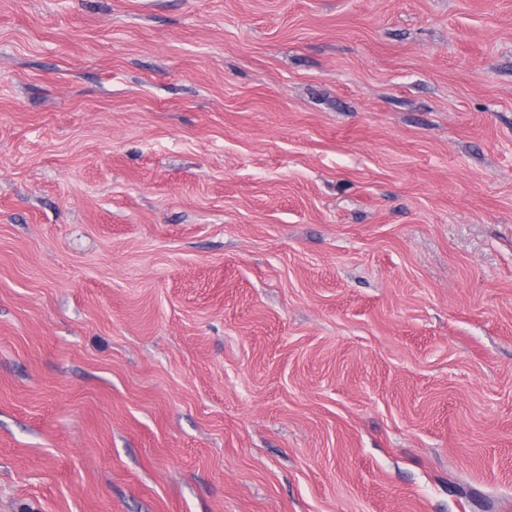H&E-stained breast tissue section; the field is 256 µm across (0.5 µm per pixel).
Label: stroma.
<instances>
[{
  "instance_id": "obj_1",
  "label": "stroma",
  "mask_w": 512,
  "mask_h": 512,
  "mask_svg": "<svg viewBox=\"0 0 512 512\" xmlns=\"http://www.w3.org/2000/svg\"><path fill=\"white\" fill-rule=\"evenodd\" d=\"M0 512H512V0H0Z\"/></svg>"
}]
</instances>
